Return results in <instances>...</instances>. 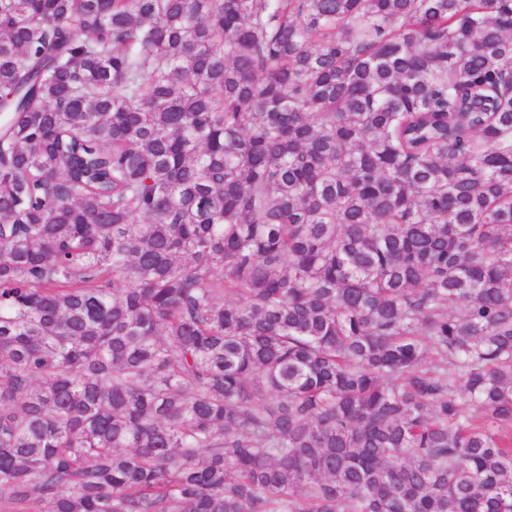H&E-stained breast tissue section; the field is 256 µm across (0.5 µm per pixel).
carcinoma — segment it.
Masks as SVG:
<instances>
[{"label":"carcinoma","mask_w":512,"mask_h":512,"mask_svg":"<svg viewBox=\"0 0 512 512\" xmlns=\"http://www.w3.org/2000/svg\"><path fill=\"white\" fill-rule=\"evenodd\" d=\"M512 0H0V512H512Z\"/></svg>","instance_id":"carcinoma-1"}]
</instances>
